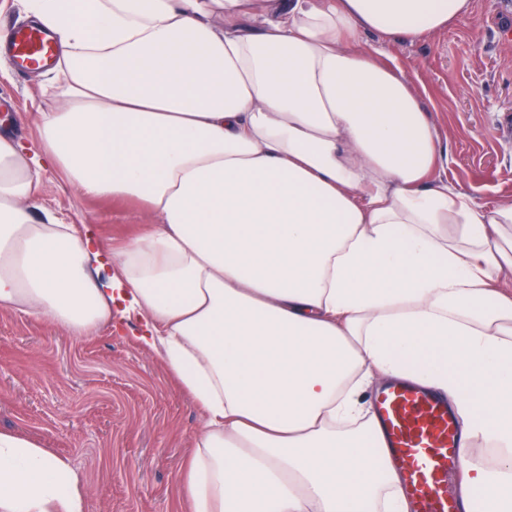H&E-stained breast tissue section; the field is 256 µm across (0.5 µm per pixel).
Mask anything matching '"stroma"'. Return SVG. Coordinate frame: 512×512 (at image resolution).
Returning <instances> with one entry per match:
<instances>
[{"mask_svg": "<svg viewBox=\"0 0 512 512\" xmlns=\"http://www.w3.org/2000/svg\"><path fill=\"white\" fill-rule=\"evenodd\" d=\"M456 27L384 43L448 149V180L490 203L512 202V0H473ZM53 72L18 73L0 59V133L28 143L52 106ZM35 205L65 224L95 225L117 248L148 218L132 200L82 197L41 173ZM203 417L161 359L101 326L76 339L47 319L0 311V430L68 458L87 512H188L182 467Z\"/></svg>", "mask_w": 512, "mask_h": 512, "instance_id": "stroma-1", "label": "stroma"}]
</instances>
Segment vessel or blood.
<instances>
[{
	"mask_svg": "<svg viewBox=\"0 0 512 512\" xmlns=\"http://www.w3.org/2000/svg\"><path fill=\"white\" fill-rule=\"evenodd\" d=\"M6 40L19 70L55 61L53 42L43 31L16 29ZM372 404L413 512H465L461 500L448 493L466 437L447 399L400 381L380 389Z\"/></svg>",
	"mask_w": 512,
	"mask_h": 512,
	"instance_id": "vessel-or-blood-1",
	"label": "vessel or blood"
}]
</instances>
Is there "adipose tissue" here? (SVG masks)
Returning a JSON list of instances; mask_svg holds the SVG:
<instances>
[{"mask_svg":"<svg viewBox=\"0 0 512 512\" xmlns=\"http://www.w3.org/2000/svg\"><path fill=\"white\" fill-rule=\"evenodd\" d=\"M472 0H27L64 78L28 145L0 134V310L87 339L112 318L204 423L191 512H409L364 398L402 378L468 434L460 498L512 512V203L448 152L372 31ZM152 223L119 249L34 219L44 169ZM483 440L492 454L474 459ZM0 512H86L72 464L0 430Z\"/></svg>","mask_w":512,"mask_h":512,"instance_id":"obj_1","label":"adipose tissue"}]
</instances>
